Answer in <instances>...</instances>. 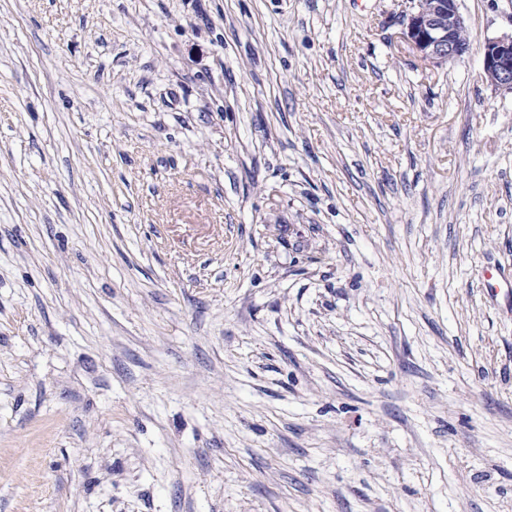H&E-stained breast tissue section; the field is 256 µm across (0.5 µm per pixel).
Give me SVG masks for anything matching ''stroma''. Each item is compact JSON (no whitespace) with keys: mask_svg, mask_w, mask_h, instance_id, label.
I'll use <instances>...</instances> for the list:
<instances>
[{"mask_svg":"<svg viewBox=\"0 0 512 512\" xmlns=\"http://www.w3.org/2000/svg\"><path fill=\"white\" fill-rule=\"evenodd\" d=\"M0 0V512H512V0ZM406 37L420 56L434 66L462 58L470 44L460 38L467 31L458 0H410ZM482 78L495 91L512 94V31L484 42Z\"/></svg>","mask_w":512,"mask_h":512,"instance_id":"stroma-1","label":"stroma"}]
</instances>
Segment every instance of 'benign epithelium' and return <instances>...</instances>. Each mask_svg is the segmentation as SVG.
Instances as JSON below:
<instances>
[{
	"mask_svg": "<svg viewBox=\"0 0 512 512\" xmlns=\"http://www.w3.org/2000/svg\"><path fill=\"white\" fill-rule=\"evenodd\" d=\"M406 37L420 56L434 66L462 58L469 43L458 0H410ZM482 78L495 91L512 94V33L484 42Z\"/></svg>",
	"mask_w": 512,
	"mask_h": 512,
	"instance_id": "1",
	"label": "benign epithelium"
}]
</instances>
